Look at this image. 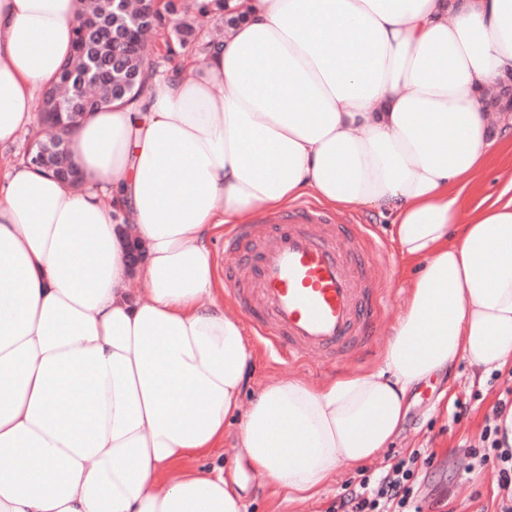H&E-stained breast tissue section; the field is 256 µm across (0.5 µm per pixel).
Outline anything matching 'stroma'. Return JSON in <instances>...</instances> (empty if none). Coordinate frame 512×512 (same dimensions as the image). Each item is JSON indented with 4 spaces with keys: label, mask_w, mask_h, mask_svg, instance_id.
<instances>
[{
    "label": "stroma",
    "mask_w": 512,
    "mask_h": 512,
    "mask_svg": "<svg viewBox=\"0 0 512 512\" xmlns=\"http://www.w3.org/2000/svg\"><path fill=\"white\" fill-rule=\"evenodd\" d=\"M512 174V152L499 151L490 166L477 173L462 194L465 208L471 209L483 200L497 199ZM336 216L343 224H362L377 243L387 246V278L385 305L382 309L384 327H391L407 299L405 281L410 270L391 244L390 226L385 220L360 208L337 210ZM254 351V362L249 374V388H256L268 380L293 376L318 386L351 377L361 371L376 367L382 361L383 348L373 349L369 356L358 362L338 368H320L306 362H291L269 350L266 341L249 335ZM512 388V367L499 370L497 375H479L467 364L458 361L453 375H439L430 384L414 389L407 400V410L400 431L386 458L368 463V472H376L386 464L387 457H409L417 448L432 452V461L417 459L416 466L422 475L419 493L424 506L444 496L450 512H497L496 475L491 468L467 470L466 447L478 444L485 421L491 416L498 396ZM465 405L467 412L457 416L458 405ZM361 475L354 470L343 472L336 483L328 486L314 499L290 502L284 495L275 494L273 488L250 467L240 472L242 494L247 512H330L337 496L347 482L359 481Z\"/></svg>",
    "instance_id": "obj_1"
}]
</instances>
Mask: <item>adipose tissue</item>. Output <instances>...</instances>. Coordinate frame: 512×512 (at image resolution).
<instances>
[{"instance_id":"ef3b65f1","label":"adipose tissue","mask_w":512,"mask_h":512,"mask_svg":"<svg viewBox=\"0 0 512 512\" xmlns=\"http://www.w3.org/2000/svg\"><path fill=\"white\" fill-rule=\"evenodd\" d=\"M228 10L243 19L210 49L65 132L79 188L0 160V512H246L244 465L304 502L390 448L416 384L512 364V199L461 202L512 150V114L486 105L512 72V0ZM77 17L0 0V143L35 128ZM309 193L388 215L408 304L378 366L248 394L210 241ZM233 424L227 468L193 469Z\"/></svg>"}]
</instances>
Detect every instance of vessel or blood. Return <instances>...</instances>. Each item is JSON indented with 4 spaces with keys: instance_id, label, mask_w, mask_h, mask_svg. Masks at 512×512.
I'll return each mask as SVG.
<instances>
[{
    "instance_id": "obj_1",
    "label": "vessel or blood",
    "mask_w": 512,
    "mask_h": 512,
    "mask_svg": "<svg viewBox=\"0 0 512 512\" xmlns=\"http://www.w3.org/2000/svg\"><path fill=\"white\" fill-rule=\"evenodd\" d=\"M225 272L247 320L294 362L340 365L373 340L383 290L373 250L308 208L240 224Z\"/></svg>"
}]
</instances>
